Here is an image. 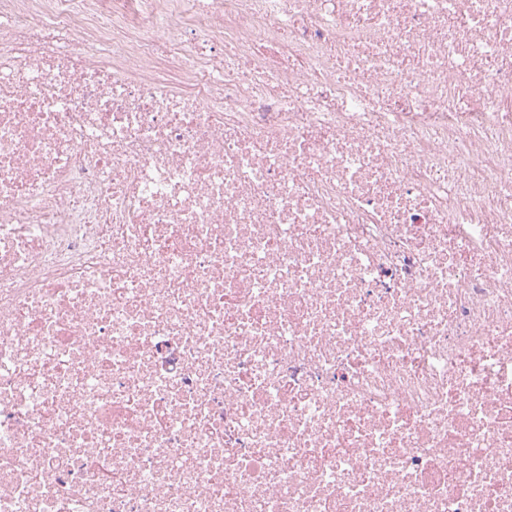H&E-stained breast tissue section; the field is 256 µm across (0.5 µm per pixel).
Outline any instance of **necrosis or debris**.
<instances>
[{"label": "necrosis or debris", "instance_id": "4bbe7bcc", "mask_svg": "<svg viewBox=\"0 0 512 512\" xmlns=\"http://www.w3.org/2000/svg\"><path fill=\"white\" fill-rule=\"evenodd\" d=\"M0 512H512V0H0Z\"/></svg>", "mask_w": 512, "mask_h": 512}]
</instances>
